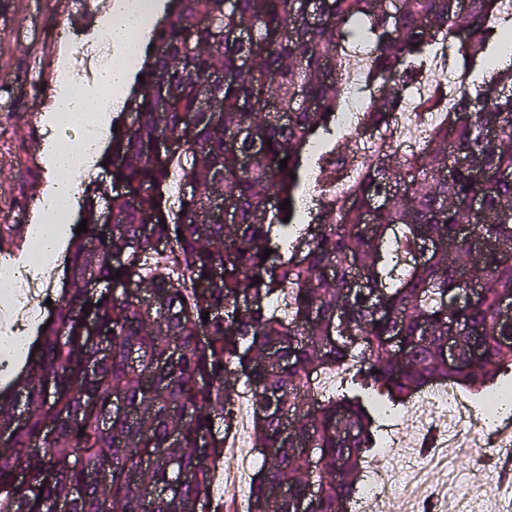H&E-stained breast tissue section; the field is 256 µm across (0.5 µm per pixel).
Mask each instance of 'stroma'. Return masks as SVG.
Here are the masks:
<instances>
[{"label": "stroma", "mask_w": 512, "mask_h": 512, "mask_svg": "<svg viewBox=\"0 0 512 512\" xmlns=\"http://www.w3.org/2000/svg\"><path fill=\"white\" fill-rule=\"evenodd\" d=\"M113 0H0V238L30 242L54 166L55 100L67 42H100Z\"/></svg>", "instance_id": "35a3bbf8"}]
</instances>
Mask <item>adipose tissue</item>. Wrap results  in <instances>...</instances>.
<instances>
[{
  "instance_id": "ef3b65f1",
  "label": "adipose tissue",
  "mask_w": 512,
  "mask_h": 512,
  "mask_svg": "<svg viewBox=\"0 0 512 512\" xmlns=\"http://www.w3.org/2000/svg\"><path fill=\"white\" fill-rule=\"evenodd\" d=\"M157 17L155 0H114L108 16L107 32L101 45L103 60L93 82H86L71 59L62 69L70 89L57 99L56 134L66 149L55 158L61 179L50 192L41 217L38 244L47 260L43 276L58 274L57 257L64 239L58 224L69 212L81 181L95 168L105 145L108 117L102 112L100 91H107L113 107L122 106L127 94V75L140 55V43L149 34Z\"/></svg>"
}]
</instances>
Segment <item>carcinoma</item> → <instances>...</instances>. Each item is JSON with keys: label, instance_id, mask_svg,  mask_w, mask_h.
<instances>
[{"label": "carcinoma", "instance_id": "1", "mask_svg": "<svg viewBox=\"0 0 512 512\" xmlns=\"http://www.w3.org/2000/svg\"><path fill=\"white\" fill-rule=\"evenodd\" d=\"M495 2L168 0L143 80L112 117L116 224L100 235L107 187L91 180L88 231L72 234L64 259L72 287L41 323L24 380L0 390L10 437L0 512L53 501L69 512H194L200 501L220 512L230 376L252 390L264 457L247 512H339L382 446L381 412L435 382L485 404L512 384V312L501 307L512 297V55L493 65L505 40L489 23ZM363 38L373 45L364 128L388 126L434 50L454 49L455 87L423 101L437 108L451 91L452 108L419 153L389 140L355 154L329 134L342 60ZM205 97L218 112L200 110ZM161 130L175 150L154 151ZM451 154L465 163L448 169ZM175 172L193 185L176 210ZM218 197L233 203L229 224L210 209ZM469 254L485 278L463 299ZM131 282L142 293L128 294ZM85 308L98 331L81 323ZM338 371L325 390L321 378Z\"/></svg>", "mask_w": 512, "mask_h": 512}]
</instances>
